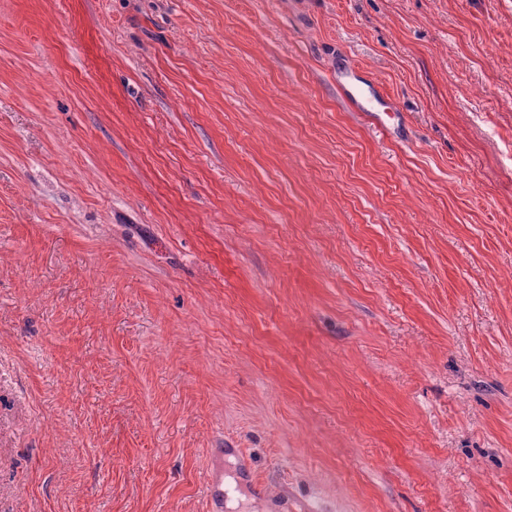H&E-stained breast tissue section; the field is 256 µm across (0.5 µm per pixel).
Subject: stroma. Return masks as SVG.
Instances as JSON below:
<instances>
[{
  "label": "stroma",
  "mask_w": 512,
  "mask_h": 512,
  "mask_svg": "<svg viewBox=\"0 0 512 512\" xmlns=\"http://www.w3.org/2000/svg\"><path fill=\"white\" fill-rule=\"evenodd\" d=\"M217 448L228 512H512V0H0V512ZM336 88L351 109L370 112L381 128L387 127L383 115L392 118L401 112L397 102L362 74L354 63L336 65Z\"/></svg>",
  "instance_id": "1"
}]
</instances>
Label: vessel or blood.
Returning <instances> with one entry per match:
<instances>
[{
  "label": "vessel or blood",
  "instance_id": "1",
  "mask_svg": "<svg viewBox=\"0 0 512 512\" xmlns=\"http://www.w3.org/2000/svg\"><path fill=\"white\" fill-rule=\"evenodd\" d=\"M336 88L347 105L357 112H367L374 118L393 117L400 107L375 82L362 74L351 62L337 64Z\"/></svg>",
  "mask_w": 512,
  "mask_h": 512
}]
</instances>
